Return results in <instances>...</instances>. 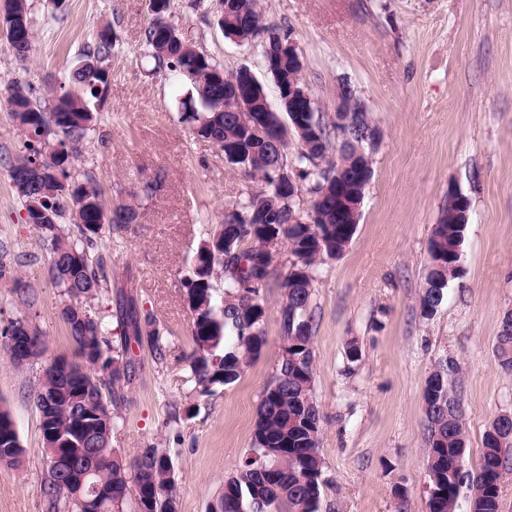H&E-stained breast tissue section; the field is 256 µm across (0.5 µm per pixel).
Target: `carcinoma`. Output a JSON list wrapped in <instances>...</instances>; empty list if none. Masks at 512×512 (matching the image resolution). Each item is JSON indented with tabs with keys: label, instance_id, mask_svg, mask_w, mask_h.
Instances as JSON below:
<instances>
[{
	"label": "carcinoma",
	"instance_id": "obj_1",
	"mask_svg": "<svg viewBox=\"0 0 512 512\" xmlns=\"http://www.w3.org/2000/svg\"><path fill=\"white\" fill-rule=\"evenodd\" d=\"M152 19L143 32V44L154 68L174 73L189 67L194 80L188 98L181 100L184 121L192 133L217 144L239 147L228 163L260 182L261 188L229 211L224 223L207 232L191 270L182 278L192 310L189 356L191 381L200 395L238 381L247 363L265 344L263 287L271 274L266 249L274 236L287 247L288 273L282 283L280 305L283 350L271 382L258 406L253 444L236 472L224 480V492L211 512H319L324 461L319 450L322 416L314 396L315 353L309 313L312 282L324 263L340 257L352 241L357 225L343 223L336 205V186L345 183L355 197L365 196L373 161L357 155L364 149L369 113L355 112L345 128L324 120L322 112L303 116L309 127L286 129L281 114L263 111L253 119L268 128L272 139L292 133L297 151L253 141L248 127L224 107L225 87L231 84L224 68L198 51L178 25L160 21L169 16V0H149ZM3 21L26 28L28 40L7 49L26 62L34 34L27 0H5ZM219 24L223 31L248 35L267 33L269 52L280 49L281 33L264 23L257 0H228ZM112 50L109 29L81 52V65L72 72L71 89L43 105L18 86L8 102L25 137L34 146L10 164L8 173L35 159L25 184H14L42 245L51 255L52 279L62 289L61 316L75 350V359H56L43 373L35 395L41 416L47 475L41 491L48 512L64 503L76 512H126L134 499L137 512H177L175 473L161 448L149 446L132 462L112 448L114 417L110 405L123 398L131 381V343L147 341L163 356L162 335L156 318L139 312L135 298L116 293L115 317L120 344L109 337L102 316H93L86 303L108 289L105 263L99 253L104 229L121 231L137 218L129 204L108 207L93 176L75 165L94 120L90 99H97L108 82L99 66ZM349 132L337 154L329 155L337 132ZM308 182L313 223L294 216L301 182ZM460 201L448 197L429 241L427 273L419 299L421 313L431 316L441 304L448 283L461 275L466 225ZM495 356L499 367L512 372V316L503 320ZM459 371L448 359L437 362L424 388L427 420L426 482L440 496L428 500L430 512H456L461 490H466L470 512H499V480L512 448V413L502 412L483 438L480 465L466 463V436L459 400L450 376ZM22 448L9 410L0 406V465L18 468ZM101 486L108 496L97 499L91 488Z\"/></svg>",
	"mask_w": 512,
	"mask_h": 512
}]
</instances>
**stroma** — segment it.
Segmentation results:
<instances>
[{
  "mask_svg": "<svg viewBox=\"0 0 512 512\" xmlns=\"http://www.w3.org/2000/svg\"><path fill=\"white\" fill-rule=\"evenodd\" d=\"M149 0H28L34 43L19 63L0 43V326L23 318L43 334L44 355L14 368L0 347V403L25 450L21 469L0 465V512H46V474L34 394L57 357H73L50 256L17 202L8 166L24 137L4 93L18 86L40 100L69 82L79 53L110 29L102 61L110 83L92 100L97 116L82 163L107 204H130L138 219L104 235L111 287H125L163 333V358L134 346L132 380L113 412L112 446L126 460L141 448L167 451L179 512H209L252 446L261 395L282 351L279 305L288 271L279 260L262 297L265 338L233 385L202 396L189 379L191 315L181 279L210 228L259 188L228 165L181 118L189 81L157 70L144 54ZM217 0H171V19L225 72L248 66L271 105L278 92L264 37L239 43L218 24ZM267 23L300 48L302 79L326 121L336 87L349 82L380 132L369 150L373 175L356 233L312 285L320 454L327 480L320 512H427L425 381L436 361L460 367L466 460L478 466L483 437L512 411V373L495 360L503 318L512 313V0H261ZM153 191H144L145 183ZM470 201L462 273L423 316L432 230L449 191ZM357 340L362 359L349 364ZM402 488L404 501L393 491Z\"/></svg>",
  "mask_w": 512,
  "mask_h": 512,
  "instance_id": "stroma-1",
  "label": "stroma"
}]
</instances>
